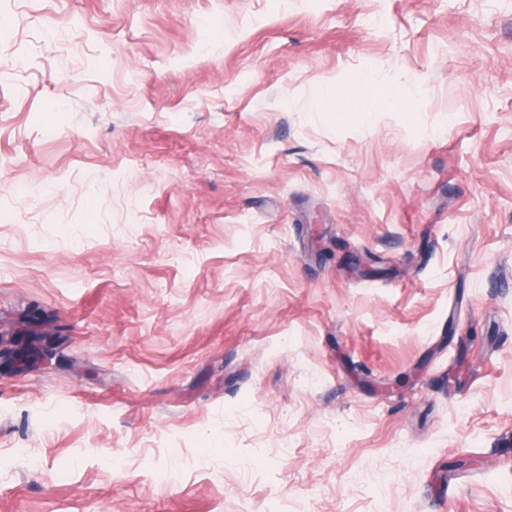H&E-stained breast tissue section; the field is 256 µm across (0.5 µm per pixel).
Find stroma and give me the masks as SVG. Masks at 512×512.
<instances>
[{
	"label": "stroma",
	"instance_id": "obj_1",
	"mask_svg": "<svg viewBox=\"0 0 512 512\" xmlns=\"http://www.w3.org/2000/svg\"><path fill=\"white\" fill-rule=\"evenodd\" d=\"M1 333L0 512H512V0H0ZM44 343L36 344L30 342L28 345H20L15 336H10L4 341L2 336L0 339V362L2 358H11L13 361L32 358L36 362H45L48 360V346Z\"/></svg>",
	"mask_w": 512,
	"mask_h": 512
}]
</instances>
